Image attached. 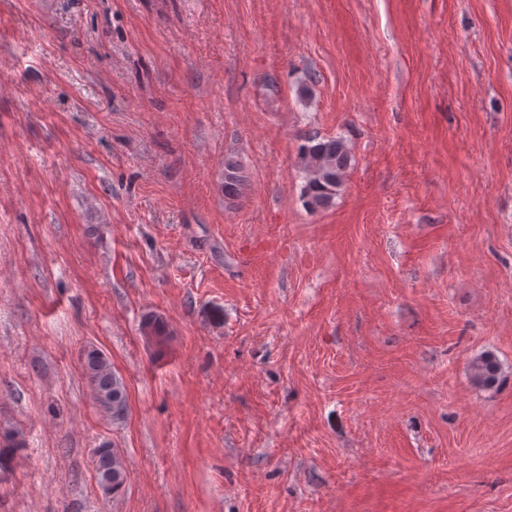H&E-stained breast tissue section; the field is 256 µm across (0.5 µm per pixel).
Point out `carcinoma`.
Segmentation results:
<instances>
[{"label":"carcinoma","mask_w":512,"mask_h":512,"mask_svg":"<svg viewBox=\"0 0 512 512\" xmlns=\"http://www.w3.org/2000/svg\"><path fill=\"white\" fill-rule=\"evenodd\" d=\"M299 159L305 173L301 197L304 205L316 210L329 206L344 183L350 163L346 144L339 138H322L316 134L305 138L299 147ZM246 187V176L234 159L224 161V197L239 198ZM83 369L94 392L96 405L102 415L114 424L121 423L128 414V394L123 378L112 366L110 358L101 350L88 349L83 354ZM472 381L489 387L497 383L500 366L496 357L486 353L470 366ZM25 448L23 432L18 429L0 433V471L9 468L12 455ZM97 482L105 497L117 494L127 483L128 469L118 449L102 442L94 449Z\"/></svg>","instance_id":"carcinoma-1"}]
</instances>
